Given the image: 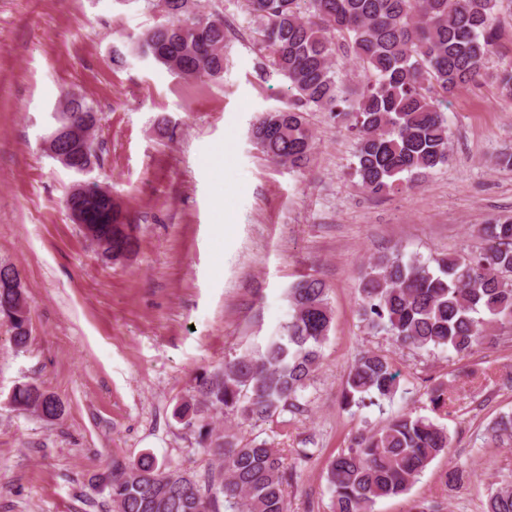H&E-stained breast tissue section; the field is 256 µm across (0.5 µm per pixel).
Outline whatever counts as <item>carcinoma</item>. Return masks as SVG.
I'll use <instances>...</instances> for the list:
<instances>
[{
    "label": "carcinoma",
    "instance_id": "cac0c4a2",
    "mask_svg": "<svg viewBox=\"0 0 512 512\" xmlns=\"http://www.w3.org/2000/svg\"><path fill=\"white\" fill-rule=\"evenodd\" d=\"M176 13L139 34L138 53L187 80L224 72V21L205 15L207 28L186 25ZM499 0H247L257 21L256 45L271 74L293 94L288 107L263 114L252 128L261 152L291 168L309 163L313 135L304 114L327 112L354 134V174L373 194L408 191L416 176L448 163V96L481 77L497 37ZM341 51L362 76L358 98L342 95L334 57ZM92 165L100 161L94 137L66 140L57 149ZM81 204L92 243L107 259L129 258L137 237L122 229L120 210L95 193ZM478 252L439 254L426 260L396 251L369 262L358 305L367 330L402 346L466 357L512 330V216L482 225ZM290 318L278 336L251 353L197 378L195 394L176 410L216 460L206 480L171 469L150 454L112 465L104 487L114 512H289L288 466L267 440L242 442L211 426L213 413L265 423L303 410L304 392L321 363L333 321L323 281L303 279L288 289ZM0 318L15 348L31 339L24 287L0 288ZM399 372L385 353L367 350L349 367L343 402L364 406L392 398ZM433 409L447 407V387L427 391ZM11 406L47 422L63 412L38 385L16 388ZM489 443L512 445V415L486 428ZM450 444L448 430L428 416L406 412L384 426L360 432L329 461L326 480L333 512H374L382 499L406 493ZM485 512H512V485L490 489Z\"/></svg>",
    "mask_w": 512,
    "mask_h": 512
}]
</instances>
